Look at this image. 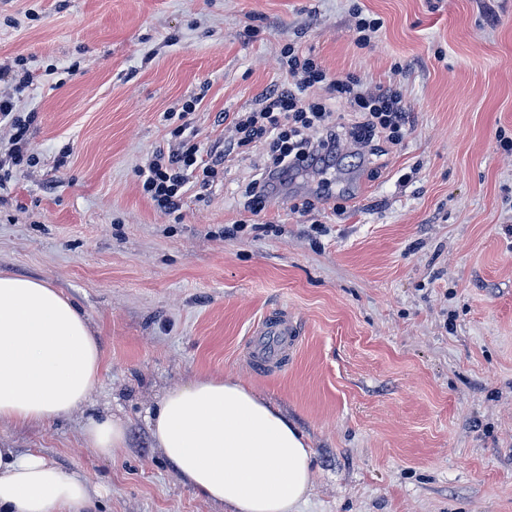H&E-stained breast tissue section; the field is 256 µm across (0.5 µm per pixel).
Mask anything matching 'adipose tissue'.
<instances>
[{
    "label": "adipose tissue",
    "mask_w": 512,
    "mask_h": 512,
    "mask_svg": "<svg viewBox=\"0 0 512 512\" xmlns=\"http://www.w3.org/2000/svg\"><path fill=\"white\" fill-rule=\"evenodd\" d=\"M102 348L86 315L48 284L0 274V422L59 419L89 399ZM151 434L184 480L229 512H298L312 450L287 415L238 381L201 378L167 389ZM103 456L126 444L107 417L84 430ZM99 493L37 452L0 448V512H98Z\"/></svg>",
    "instance_id": "1"
}]
</instances>
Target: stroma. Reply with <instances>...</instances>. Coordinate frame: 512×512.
Wrapping results in <instances>:
<instances>
[{
	"instance_id": "35a3bbf8",
	"label": "stroma",
	"mask_w": 512,
	"mask_h": 512,
	"mask_svg": "<svg viewBox=\"0 0 512 512\" xmlns=\"http://www.w3.org/2000/svg\"><path fill=\"white\" fill-rule=\"evenodd\" d=\"M356 7L382 22L366 47ZM291 42L334 77L397 85L403 142L344 148L257 216L243 192L262 151L234 152L179 217L156 212L137 170L177 146L164 113L200 96L197 141L222 143L221 114L278 82ZM18 61L39 163L0 199V274L81 308L103 369L84 407L0 423V446L86 476L101 512H227L148 417L167 388L231 377L312 448L300 512H512V0H0V65ZM240 220L280 230L225 235ZM278 305L300 343L258 375L241 356ZM106 416L127 430L111 457L84 436Z\"/></svg>"
}]
</instances>
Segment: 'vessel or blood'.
<instances>
[{
	"instance_id": "b4317fda",
	"label": "vessel or blood",
	"mask_w": 512,
	"mask_h": 512,
	"mask_svg": "<svg viewBox=\"0 0 512 512\" xmlns=\"http://www.w3.org/2000/svg\"><path fill=\"white\" fill-rule=\"evenodd\" d=\"M300 333L299 319L287 308L266 311L249 332L248 367L257 374L279 367L293 353Z\"/></svg>"
}]
</instances>
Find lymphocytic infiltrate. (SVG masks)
I'll use <instances>...</instances> for the list:
<instances>
[{"label": "lymphocytic infiltrate", "mask_w": 512, "mask_h": 512, "mask_svg": "<svg viewBox=\"0 0 512 512\" xmlns=\"http://www.w3.org/2000/svg\"><path fill=\"white\" fill-rule=\"evenodd\" d=\"M283 80L267 89L257 107L236 113L232 125L233 146L242 148L265 143L266 156L245 188L248 209L261 213L271 193L298 175L325 168L344 143L357 155L374 153L378 142L400 144L410 124L401 93L389 84L365 86L349 77L333 78L311 52L295 43L281 52ZM9 84L11 95H0V127L10 131L9 147L0 153V192L10 190L22 167H32L37 158L29 154L32 118L16 109L15 97L34 84L26 67L0 68V83ZM186 125L172 134L182 145L156 151L139 169L143 196L163 214L179 212L189 186L208 188L218 180L221 154L205 150L185 139Z\"/></svg>", "instance_id": "obj_1"}]
</instances>
